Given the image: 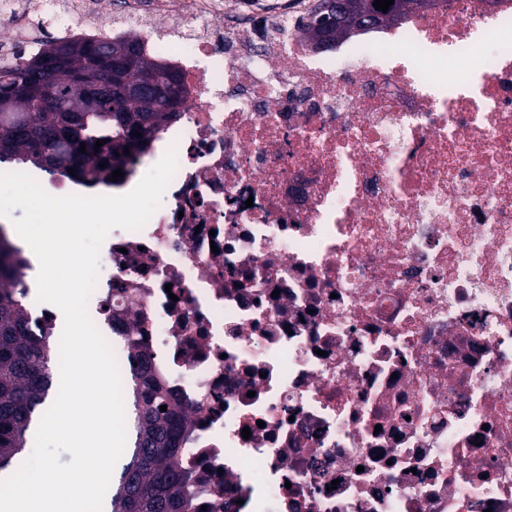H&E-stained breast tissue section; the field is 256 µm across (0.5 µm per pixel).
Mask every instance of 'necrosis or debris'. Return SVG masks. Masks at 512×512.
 Returning a JSON list of instances; mask_svg holds the SVG:
<instances>
[{
  "mask_svg": "<svg viewBox=\"0 0 512 512\" xmlns=\"http://www.w3.org/2000/svg\"><path fill=\"white\" fill-rule=\"evenodd\" d=\"M85 39L138 35L184 105L139 230L102 244L88 314L184 417L192 512H512V0H443L323 51L224 50L223 0H36ZM37 258L17 285L34 335ZM249 436H242V429Z\"/></svg>",
  "mask_w": 512,
  "mask_h": 512,
  "instance_id": "obj_1",
  "label": "necrosis or debris"
}]
</instances>
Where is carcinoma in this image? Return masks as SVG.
<instances>
[{
  "label": "carcinoma",
  "mask_w": 512,
  "mask_h": 512,
  "mask_svg": "<svg viewBox=\"0 0 512 512\" xmlns=\"http://www.w3.org/2000/svg\"><path fill=\"white\" fill-rule=\"evenodd\" d=\"M422 0H394L387 12L376 10L381 25L416 13ZM332 25L302 18L297 31L312 42ZM58 45L59 62L46 79L31 68L32 60L50 54ZM92 69L106 85L107 98L93 112L85 111L86 91L74 73ZM160 88L129 94L127 88L149 77ZM18 83L31 93L14 98L15 115H0V162L31 164L48 173H69L85 182L102 180L99 164L115 163L125 154L145 150L160 126L183 107L179 74L148 55L140 38L127 36L108 41L50 37L42 48L17 65L0 68V90ZM141 137L133 135V131ZM106 140L96 147L98 140ZM85 151H80V144ZM25 259L7 234L0 231V474L8 477L24 462L21 453L32 432L33 415L46 411L54 382L53 350L33 335L23 308L14 299L17 274ZM138 379V427L129 461L117 486L109 487L105 500L110 512H191L187 480L173 461L183 431L181 416L149 374L143 354L133 355ZM167 406L160 411V406Z\"/></svg>",
  "instance_id": "carcinoma-1"
}]
</instances>
